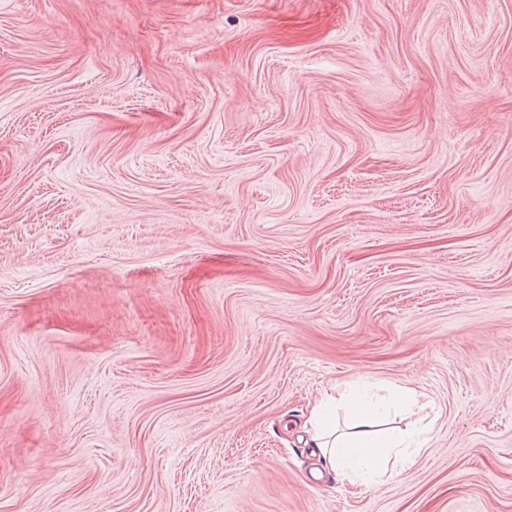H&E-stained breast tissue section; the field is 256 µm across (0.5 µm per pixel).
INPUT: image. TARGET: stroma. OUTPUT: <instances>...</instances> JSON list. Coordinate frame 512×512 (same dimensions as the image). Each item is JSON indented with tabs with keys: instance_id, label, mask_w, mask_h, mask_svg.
<instances>
[{
	"instance_id": "stroma-1",
	"label": "stroma",
	"mask_w": 512,
	"mask_h": 512,
	"mask_svg": "<svg viewBox=\"0 0 512 512\" xmlns=\"http://www.w3.org/2000/svg\"><path fill=\"white\" fill-rule=\"evenodd\" d=\"M0 512H512V0H0ZM339 402L349 416L346 431L336 433V419L324 397L311 409L308 421L323 467L340 484L383 483L398 474L397 464L413 463V453L433 438L434 420L425 421L428 413L405 431L380 429L382 406L358 386ZM391 403L409 414H419L430 407V402L420 401L416 392L407 387L395 386L391 392Z\"/></svg>"
}]
</instances>
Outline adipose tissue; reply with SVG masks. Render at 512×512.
<instances>
[{
	"label": "adipose tissue",
	"mask_w": 512,
	"mask_h": 512,
	"mask_svg": "<svg viewBox=\"0 0 512 512\" xmlns=\"http://www.w3.org/2000/svg\"><path fill=\"white\" fill-rule=\"evenodd\" d=\"M340 402L349 416L346 431H337L327 399H320L309 414L314 446L339 483L378 484L393 478L434 435L432 421L420 418L428 404L413 389L397 386L391 392L392 405L416 417L410 429L399 432L381 428L380 404L359 387L343 394Z\"/></svg>",
	"instance_id": "obj_1"
}]
</instances>
